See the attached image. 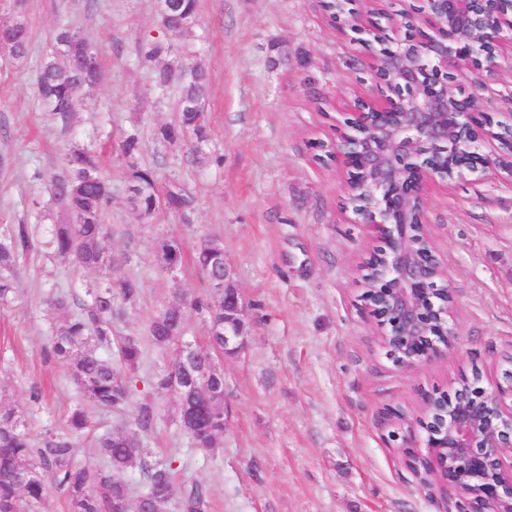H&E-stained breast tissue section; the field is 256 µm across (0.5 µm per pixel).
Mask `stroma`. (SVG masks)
Here are the masks:
<instances>
[{
	"label": "stroma",
	"instance_id": "stroma-1",
	"mask_svg": "<svg viewBox=\"0 0 512 512\" xmlns=\"http://www.w3.org/2000/svg\"><path fill=\"white\" fill-rule=\"evenodd\" d=\"M20 13L29 52L0 57V229L38 223L64 154L88 145L110 183L109 246L123 258L112 274L142 285L119 331L144 335L148 318L174 296L203 286L192 264L172 273L154 266L161 234L181 235L191 250L221 242L245 298L248 343L223 362L222 447L195 448L176 421L175 396L162 391L153 395L160 419L145 440L152 459L176 458L178 479H202L209 512H456V489L424 486L408 458L428 453L425 395L450 392L475 368L490 387L512 357V180L467 172L430 190L425 215L454 291L459 344L424 366L400 368L360 309L365 229L343 208L338 169L316 162L310 147L329 133L339 106L370 93L372 43L329 25L317 0H201L182 34L161 28L157 0H0V26ZM62 23L102 63L101 80L66 120L36 94ZM152 39L207 67L209 149L222 164L200 167L151 142L154 127L176 119L179 100L178 86L163 94L151 86L140 51ZM465 90L490 115L512 110V66ZM134 131L147 139L141 160L158 167L160 184L195 195L189 217L161 209L142 222L131 213L119 144ZM97 277L35 248L17 270L16 302L0 306V392L24 410L31 386L45 391L30 416L33 432L62 423L77 400L66 369L44 359L57 320L46 299L54 290L82 295ZM390 410L410 423L397 440L388 437Z\"/></svg>",
	"mask_w": 512,
	"mask_h": 512
}]
</instances>
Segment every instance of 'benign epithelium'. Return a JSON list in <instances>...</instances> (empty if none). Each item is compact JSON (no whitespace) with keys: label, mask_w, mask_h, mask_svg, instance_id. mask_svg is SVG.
Returning <instances> with one entry per match:
<instances>
[{"label":"benign epithelium","mask_w":512,"mask_h":512,"mask_svg":"<svg viewBox=\"0 0 512 512\" xmlns=\"http://www.w3.org/2000/svg\"><path fill=\"white\" fill-rule=\"evenodd\" d=\"M346 22L377 45L367 81L373 94L347 105L342 132L321 158L344 175L346 204L376 242L362 265L365 308L384 346L406 369L453 348L454 292L433 241L419 245L428 190L467 169L512 177V152L484 154L481 144L512 142V121H495L481 102L455 83L481 82L497 59H512V0H422V5L376 19L356 11ZM244 297L224 263V354L246 345ZM428 455L409 465L425 469L422 483L455 485L477 510L512 512V370L487 390L459 381L425 400Z\"/></svg>","instance_id":"benign-epithelium-1"}]
</instances>
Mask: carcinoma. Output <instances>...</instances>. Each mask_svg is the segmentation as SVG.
Masks as SVG:
<instances>
[{
    "label": "carcinoma",
    "mask_w": 512,
    "mask_h": 512,
    "mask_svg": "<svg viewBox=\"0 0 512 512\" xmlns=\"http://www.w3.org/2000/svg\"><path fill=\"white\" fill-rule=\"evenodd\" d=\"M198 10L199 0H171V9L160 18L161 26L171 33L185 32L195 23ZM15 24L10 49L23 58L28 53L31 31L25 20H17ZM53 41L67 44L74 54L87 45L68 25L57 28ZM171 52L172 46L161 41L148 42L142 47L143 59L152 65L156 90L163 92L175 80L184 79L177 121L155 127L152 139L174 150H187L197 163H219L221 159L204 152L210 140L201 107L207 71L200 62L176 66L162 59ZM100 78L99 60H93L91 69L79 78L66 62L58 61L50 53L40 69L37 91L51 111L65 118L79 104L82 88L97 84ZM119 148L127 159L124 172L127 201L138 217L147 219L161 208L182 215L194 210V197L180 185L173 182L159 190L157 168L139 162L143 150L139 134L125 136ZM49 191L57 209L78 221L47 225L39 242L27 224L3 230L1 306L15 301L14 272L26 252L38 244L64 264L112 272L115 260L107 246L112 232L105 223L110 192L98 155L86 147L69 149L61 174L49 180ZM214 244L215 240L208 239L193 254V262L202 274L203 289L190 298L174 296L148 319L146 326V338L161 351L187 342L185 324L169 322L170 308L180 309L187 319L200 318L207 327L206 342H187L188 350L163 365L150 379L154 390H175L179 408L186 402L208 405L210 413L197 428L182 425L181 413H176L183 434L204 451L220 447L224 438V369L218 356L224 351V337L215 335V331L224 330V296L215 292L223 272L214 254ZM152 256L159 269L169 260L183 266L186 260L183 239L175 234L157 237ZM141 293L138 279L108 276L89 284L87 302L72 300L62 292L47 300L60 320L52 326L46 357L66 367L81 402L68 411L61 427H48L35 436L28 416L0 397V512H34L44 503L51 487L66 498L70 512H124L129 508L130 496L118 474L135 469L141 475L139 496L155 499L159 512H207L208 492L202 482L195 480L175 488L173 461H151L145 452L143 436L154 429L159 412L150 395L137 396L144 356L143 337L117 336L112 331L123 308L136 304ZM96 411L127 414L129 418L123 422L122 430L106 431L98 436L96 445L103 466L91 469L75 462L74 448L78 438L97 428Z\"/></svg>",
    "instance_id": "obj_1"
}]
</instances>
